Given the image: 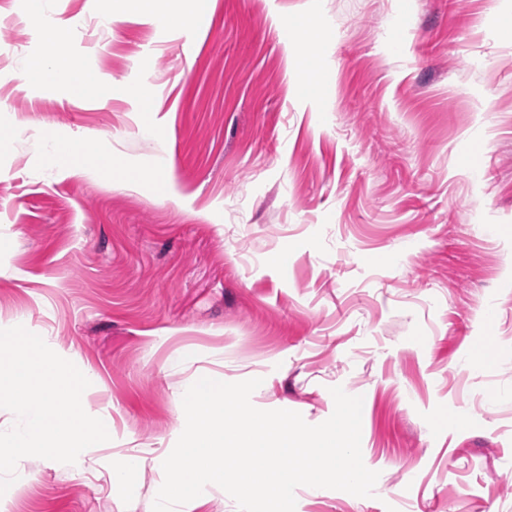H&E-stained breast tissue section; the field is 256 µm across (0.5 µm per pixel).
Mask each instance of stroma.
Wrapping results in <instances>:
<instances>
[{
  "label": "stroma",
  "mask_w": 512,
  "mask_h": 512,
  "mask_svg": "<svg viewBox=\"0 0 512 512\" xmlns=\"http://www.w3.org/2000/svg\"><path fill=\"white\" fill-rule=\"evenodd\" d=\"M159 6L0 0V329L112 420L76 463L20 459L0 512H152L204 375L311 425L362 397L373 496L301 486L295 512H512V0H214L195 31ZM58 34L98 98L19 80ZM55 139L115 165L57 169Z\"/></svg>",
  "instance_id": "obj_1"
}]
</instances>
